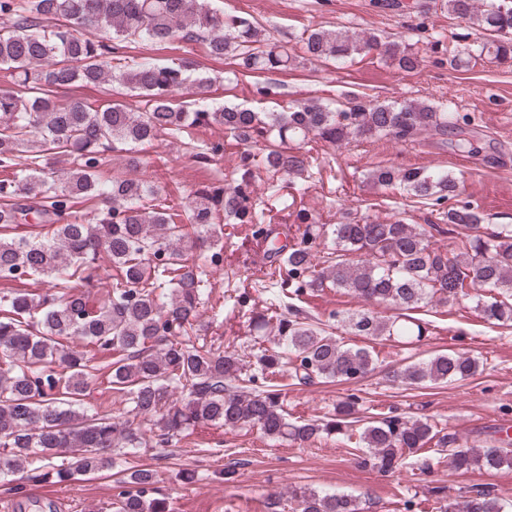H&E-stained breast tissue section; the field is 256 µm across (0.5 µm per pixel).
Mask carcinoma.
Listing matches in <instances>:
<instances>
[{
	"label": "carcinoma",
	"mask_w": 512,
	"mask_h": 512,
	"mask_svg": "<svg viewBox=\"0 0 512 512\" xmlns=\"http://www.w3.org/2000/svg\"><path fill=\"white\" fill-rule=\"evenodd\" d=\"M448 15L468 19L490 35L492 60L512 61V0H444ZM0 70L10 87L0 91V281L23 284L49 279L61 286L90 281L98 254L118 269L115 287L100 302L90 292H34L7 288L0 293V482L28 469L38 477L67 483L92 476L114 463L112 451L134 455L142 445L135 420H156L163 443L187 437L201 423L219 427H257L268 438L307 443L322 433L342 432L343 443L366 449L367 462L384 471L431 444L449 448L458 470L512 466L511 448H455V440L418 419L368 421L358 430H342L343 419L292 423L279 390L249 388L244 355L224 351L199 336V305L207 271L190 260L203 248L212 269L222 267L226 220H261L250 187L264 169L274 177L303 179L309 157L288 146L310 136L336 145L352 137L412 138L427 130L444 134L455 120L451 112L423 102L354 103L332 109L316 101L280 112H256L239 105H208L203 94L212 79L193 74L191 62H145L129 51L146 42L203 41L213 59H234L243 75L281 73L300 56L345 62L378 54L400 70L414 71L421 59L401 40L374 33L316 28L301 35L302 54L270 39L254 18L224 14L210 0H0ZM115 85L141 98L133 111L122 103L93 106L82 99L61 100L60 89ZM199 125H216L238 144H263L259 153L241 154L232 186L213 184L189 194L184 214L160 202L147 176L103 174L104 152L124 146L125 168H142L139 152L165 134L184 140ZM67 158L53 170L49 160ZM224 145H191L189 158L215 165ZM374 183L421 199L445 202L458 181L444 169L380 168ZM97 200L101 207L83 212L78 204ZM31 220L51 227L36 237L11 231ZM441 221L467 230L448 243L431 246L424 229L400 215L383 222L308 224L300 240L266 241L272 262L286 280L313 291L336 288L366 301L402 310L383 321L362 312L344 319L356 336L421 340L423 326L408 312L430 303L475 296V309L487 321L512 324V225H485V216L469 205L450 206ZM193 232H188L187 227ZM329 238L332 255L319 261L318 240ZM258 332H274L272 348L254 353L260 371L290 376L355 381L376 368L365 346H348L332 333L298 317L280 289L270 314L250 318ZM83 343L79 350L72 340ZM102 353L108 382L130 408L114 416L89 411L83 397L99 368L88 350ZM479 361L460 353L437 354L394 371L407 386L464 381L477 374ZM239 385H233V382ZM185 397L169 401L170 389ZM61 463H54V459ZM154 473L127 469L112 512H165L152 497ZM292 512H359L346 494L296 489L289 492ZM508 500L494 490H478L461 502L439 506L442 512H507Z\"/></svg>",
	"instance_id": "obj_1"
}]
</instances>
